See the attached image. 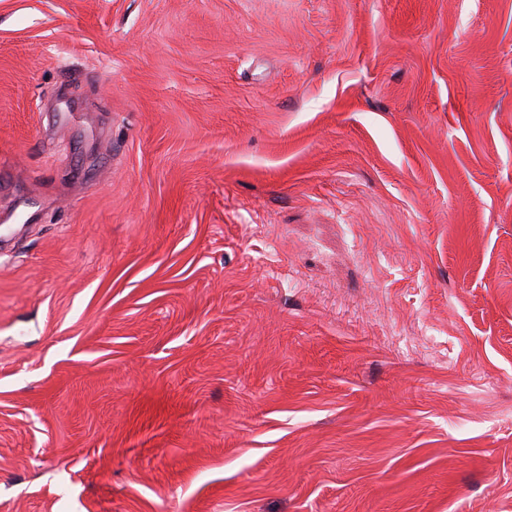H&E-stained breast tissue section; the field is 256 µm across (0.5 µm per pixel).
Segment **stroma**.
<instances>
[{"label":"stroma","instance_id":"obj_1","mask_svg":"<svg viewBox=\"0 0 512 512\" xmlns=\"http://www.w3.org/2000/svg\"><path fill=\"white\" fill-rule=\"evenodd\" d=\"M0 512H512V0H0Z\"/></svg>","mask_w":512,"mask_h":512}]
</instances>
